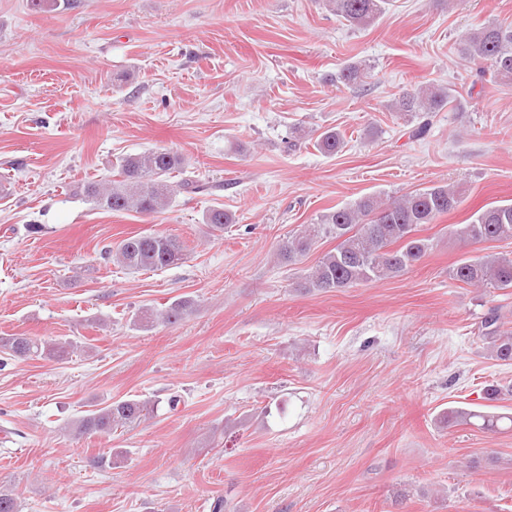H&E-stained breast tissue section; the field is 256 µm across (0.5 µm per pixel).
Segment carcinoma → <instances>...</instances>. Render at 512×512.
<instances>
[{
    "mask_svg": "<svg viewBox=\"0 0 512 512\" xmlns=\"http://www.w3.org/2000/svg\"><path fill=\"white\" fill-rule=\"evenodd\" d=\"M332 11L353 27H366L382 16L390 0H330ZM460 59L479 65V75L490 74L500 83H512V27H480L457 44ZM368 72L361 65L345 66L340 79L358 84ZM454 101L451 90L435 85L403 92L395 101L398 112H439ZM318 149L334 154L343 146V137L334 130L319 134ZM182 166L179 155L166 149H151L129 154L119 161L118 178L107 185L89 184L85 197L96 207L111 212H134L154 215L167 210L175 195L170 175ZM461 203L460 191L433 184L396 199L378 195L360 197L354 203L329 210L303 230L278 246L277 259L295 264L324 238L336 241V247L324 253L308 269L297 287L310 293H329L358 285L398 277L417 264L430 248V241L418 236L419 228L437 219ZM234 216L222 208H213L203 217L208 236H224V227ZM457 238L464 243L488 240H512V203L489 204L472 215L467 224H459ZM116 260L133 271H154L177 265L185 260L181 242L165 234H135L121 240L115 248ZM450 276L477 288L512 289V256L487 254L456 263ZM194 302L183 298L159 310H146L134 320L143 328L160 322L173 325L193 311ZM479 337L488 352L504 362L512 361V329L504 326L497 315L487 317L479 327ZM68 341L44 344L29 336H1L0 353L8 358L45 355L62 358L68 353ZM151 402L128 399L108 403L88 411L73 422L75 433L110 434L146 416ZM483 421L486 427L497 426L501 417L472 409L451 408L443 414L450 426Z\"/></svg>",
    "mask_w": 512,
    "mask_h": 512,
    "instance_id": "carcinoma-1",
    "label": "carcinoma"
}]
</instances>
